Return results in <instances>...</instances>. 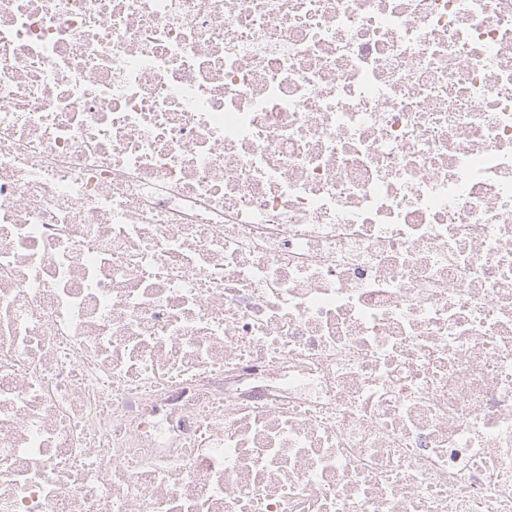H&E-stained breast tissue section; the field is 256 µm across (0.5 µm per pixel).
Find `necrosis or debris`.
Wrapping results in <instances>:
<instances>
[{"label": "necrosis or debris", "instance_id": "necrosis-or-debris-1", "mask_svg": "<svg viewBox=\"0 0 512 512\" xmlns=\"http://www.w3.org/2000/svg\"><path fill=\"white\" fill-rule=\"evenodd\" d=\"M0 512H512V0H0Z\"/></svg>", "mask_w": 512, "mask_h": 512}]
</instances>
